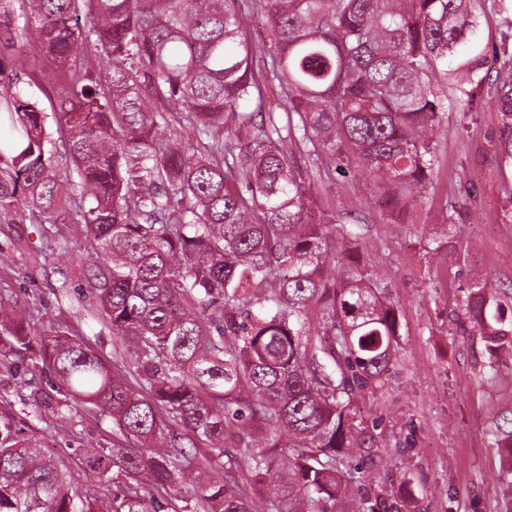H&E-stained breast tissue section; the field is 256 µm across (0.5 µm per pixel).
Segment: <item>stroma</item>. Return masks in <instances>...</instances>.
Returning a JSON list of instances; mask_svg holds the SVG:
<instances>
[{
    "mask_svg": "<svg viewBox=\"0 0 512 512\" xmlns=\"http://www.w3.org/2000/svg\"><path fill=\"white\" fill-rule=\"evenodd\" d=\"M25 57V67H15L0 28V65L53 112L54 61L40 49ZM461 120L451 112L443 121L438 178L400 223H391L353 177L335 176L313 191L320 203H332L337 223L358 225L365 241L381 243L369 267L385 279L399 310V349L387 386L361 407L383 458L357 457L355 477L385 499L403 500L408 512H512L487 412L488 401H507L512 392L484 382L488 359L480 336L470 322L455 318L459 287L474 267L483 270L504 316L512 315V167L497 151L502 115L493 88H485L474 122ZM448 202L456 209V248L434 254L431 242L443 232ZM42 232L36 224H0V308L24 302L26 330L87 341L106 365H115L121 339L85 297L78 270L58 262ZM57 395L52 376L32 370L28 353L0 367V397L46 453L72 458L82 448L123 444L111 417L99 410L75 402L60 417L40 411L37 397Z\"/></svg>",
    "mask_w": 512,
    "mask_h": 512,
    "instance_id": "obj_1",
    "label": "stroma"
}]
</instances>
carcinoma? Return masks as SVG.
<instances>
[{
  "label": "carcinoma",
  "instance_id": "carcinoma-1",
  "mask_svg": "<svg viewBox=\"0 0 512 512\" xmlns=\"http://www.w3.org/2000/svg\"><path fill=\"white\" fill-rule=\"evenodd\" d=\"M0 0L5 28L53 54L60 111L48 114L0 65V224L77 226L103 266L78 263L132 385L83 341L41 340L42 365L134 443L80 456L71 472L0 410V512H376L353 506L356 455L374 447L358 400L383 388L399 314L361 259L356 224L310 220L329 165L371 186L398 218L434 182L439 131L462 119L490 73L512 164V0L489 55L477 0ZM262 21L256 44L247 19ZM278 83L268 106L262 81ZM255 103L251 112L243 106ZM56 132H51L48 118ZM463 310L501 378L512 320L473 274ZM0 358L29 350L18 314ZM512 494V401L489 427ZM132 480L105 492L112 469ZM245 480L255 487L238 493Z\"/></svg>",
  "mask_w": 512,
  "mask_h": 512
}]
</instances>
